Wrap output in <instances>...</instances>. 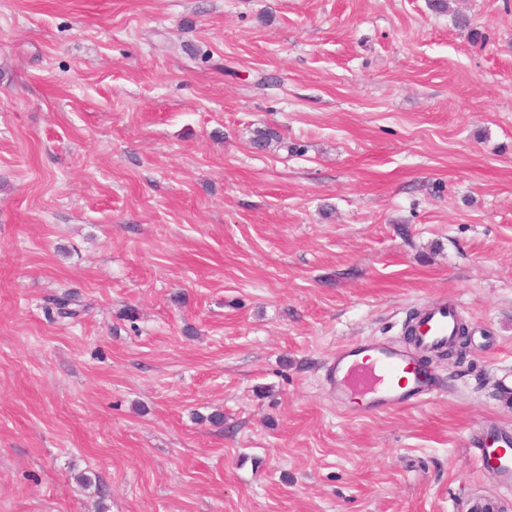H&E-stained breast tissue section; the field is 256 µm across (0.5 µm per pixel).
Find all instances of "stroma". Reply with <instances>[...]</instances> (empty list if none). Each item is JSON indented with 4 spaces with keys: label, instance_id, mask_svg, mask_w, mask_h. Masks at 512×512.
Returning <instances> with one entry per match:
<instances>
[{
    "label": "stroma",
    "instance_id": "35a3bbf8",
    "mask_svg": "<svg viewBox=\"0 0 512 512\" xmlns=\"http://www.w3.org/2000/svg\"><path fill=\"white\" fill-rule=\"evenodd\" d=\"M446 300L424 400L336 404ZM492 424L512 0H0V512H512ZM458 318V310L452 304L424 306L410 323L415 336L414 349L419 353H446L448 343L456 334ZM510 443L512 446V436L510 438L508 433H500L497 439L491 443L477 442L474 448H476L478 457L484 467L509 475L512 472V457L509 458L507 452H502L501 448H510ZM495 444L500 445L495 446Z\"/></svg>",
    "mask_w": 512,
    "mask_h": 512
}]
</instances>
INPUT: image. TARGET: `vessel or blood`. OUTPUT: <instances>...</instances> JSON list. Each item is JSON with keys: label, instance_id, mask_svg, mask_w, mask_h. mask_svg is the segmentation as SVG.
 Returning a JSON list of instances; mask_svg holds the SVG:
<instances>
[{"label": "vessel or blood", "instance_id": "b4317fda", "mask_svg": "<svg viewBox=\"0 0 512 512\" xmlns=\"http://www.w3.org/2000/svg\"><path fill=\"white\" fill-rule=\"evenodd\" d=\"M458 318L456 306L448 303L423 307L411 320L413 352L446 353ZM413 352L374 341L354 342L340 348L328 362L326 380L337 399H344L354 387L370 394L375 408H401L426 393V381L414 369ZM510 446L512 435L502 433L495 442L480 444L477 454L484 467L507 475L512 473V457L506 453Z\"/></svg>", "mask_w": 512, "mask_h": 512}]
</instances>
